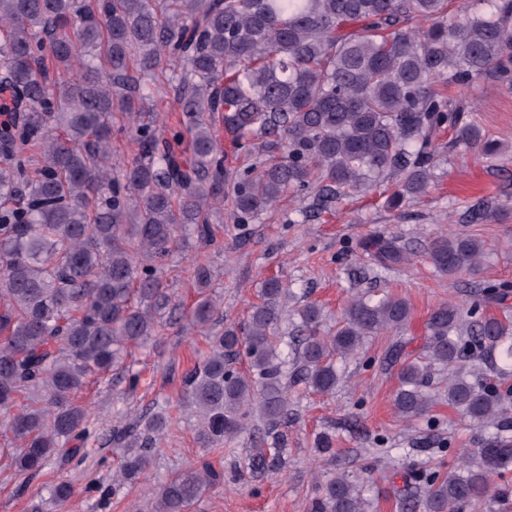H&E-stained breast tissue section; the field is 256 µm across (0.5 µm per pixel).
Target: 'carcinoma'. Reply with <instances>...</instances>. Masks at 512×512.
I'll list each match as a JSON object with an SVG mask.
<instances>
[{"label": "carcinoma", "mask_w": 512, "mask_h": 512, "mask_svg": "<svg viewBox=\"0 0 512 512\" xmlns=\"http://www.w3.org/2000/svg\"><path fill=\"white\" fill-rule=\"evenodd\" d=\"M493 11L448 16V0H0V86L13 117L0 125V458L18 475L36 474L60 449L91 436V414L76 396L92 374L124 365L128 349L155 334L171 295L164 260L177 241L212 236L211 218L229 208L236 224L267 212L281 197L310 200L309 213L395 180L391 207L427 193L436 133L495 156L450 85L512 80V0ZM172 70L180 122L192 142L133 126L137 158L112 167V113L134 119L145 108L141 81ZM267 139L280 153L239 172L224 166L218 127ZM499 205H470L473 224L494 221ZM379 268L406 258L393 237L369 241ZM484 253L468 235L429 244L435 269L476 270ZM283 283L269 278L242 323L211 331L218 302L204 296L186 313L209 350L184 375L186 406L201 418L198 439L213 448L246 430L254 416L274 428L288 421V371L277 360ZM480 304L443 302L426 323V354L401 358L393 396L398 415H428L435 365L452 370L448 406L494 428L463 451L448 473L425 476L412 512L483 506L512 466V385L463 375L480 353L512 363L509 326L482 316ZM410 303L353 297L333 336L316 328L319 311L301 314L297 375L317 393L338 380L333 357L365 338L405 327ZM248 359V371L235 368ZM156 417L114 431L125 449L118 482H134L167 430ZM278 456L250 454L251 471H271ZM223 480L208 463L183 470L152 492L149 512H188ZM314 512H364L341 472L319 487Z\"/></svg>", "instance_id": "1"}]
</instances>
